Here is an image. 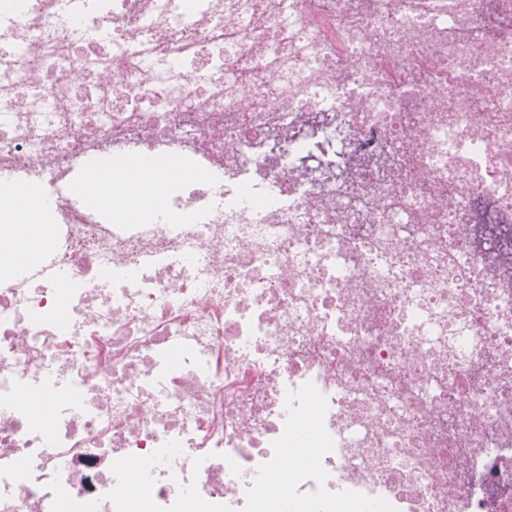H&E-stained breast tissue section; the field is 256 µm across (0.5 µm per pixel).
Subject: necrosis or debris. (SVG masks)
<instances>
[{
	"label": "necrosis or debris",
	"mask_w": 512,
	"mask_h": 512,
	"mask_svg": "<svg viewBox=\"0 0 512 512\" xmlns=\"http://www.w3.org/2000/svg\"><path fill=\"white\" fill-rule=\"evenodd\" d=\"M0 174V512H512V0H0ZM87 176L80 182L79 188L84 184ZM112 167H102L94 171L85 182L82 191L93 203H112L113 209H127L124 201L112 198ZM35 204L34 196L30 191L17 189L7 201L2 203L1 225L18 224L14 222V217L18 214L33 210L35 208Z\"/></svg>",
	"instance_id": "1"
}]
</instances>
